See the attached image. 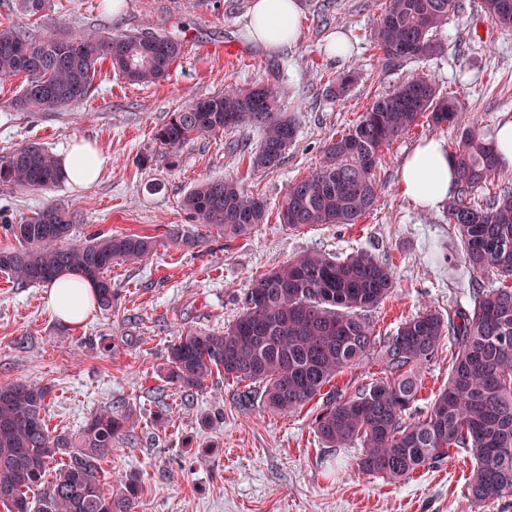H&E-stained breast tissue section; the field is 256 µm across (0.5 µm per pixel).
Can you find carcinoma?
I'll return each mask as SVG.
<instances>
[{"mask_svg":"<svg viewBox=\"0 0 512 512\" xmlns=\"http://www.w3.org/2000/svg\"><path fill=\"white\" fill-rule=\"evenodd\" d=\"M485 15L512 28V0H482ZM461 8V0H387L373 41L387 66L417 61L440 49L436 32ZM183 51L169 33L108 36L90 30L76 37L35 36L20 26L0 28V80L23 77L12 100L20 111L60 110L86 97L97 63L107 59L128 82L163 80ZM264 101L250 104L254 87L191 101L171 113L154 139L177 157L190 141L246 126L261 131L249 168L277 166L296 135L294 120L281 112L275 86H262ZM435 125L462 127L452 151L456 191L447 203L448 223L461 240L463 262L475 274L470 305L448 317L427 309L405 320L381 341L367 312L394 290L389 264L367 251L344 258L312 251L253 280L242 311L223 331H188L170 346L167 378L184 391L215 374L259 383L262 406L293 413L339 373L377 354L386 376L347 397L323 395L313 419L326 448L360 445L356 466L366 474L408 479L421 467L470 453L475 465L469 493L477 502L512 494V284L487 288L484 275L512 279V187L484 203L475 192L495 181L501 165L492 142L469 125L455 99L438 95L425 74L412 76L372 102L358 123L324 146L322 166L288 185L277 205L279 222L291 230L322 224H355L378 201L374 169L382 150L423 116ZM58 159L39 143L0 156V183L48 190L61 179ZM184 209L208 230L234 239L264 222L267 202L235 178L202 181L184 198ZM77 212L47 206L21 224H7L18 242L0 249V271L24 284L49 283L77 274L95 290L97 305L112 309L107 272L119 262L144 259L157 240L138 234L94 233L70 240ZM454 348L448 383L427 412H411L422 388L418 367L430 361L443 340ZM49 387L23 378L0 382V506L6 512H136L140 476H125L117 493L105 488L102 469L117 439L130 436V414L97 410L77 435L52 432L44 418ZM59 464L52 469L53 464ZM43 487L37 506L28 491Z\"/></svg>","mask_w":512,"mask_h":512,"instance_id":"obj_1","label":"carcinoma"}]
</instances>
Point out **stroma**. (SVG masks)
<instances>
[{"instance_id":"stroma-1","label":"stroma","mask_w":512,"mask_h":512,"mask_svg":"<svg viewBox=\"0 0 512 512\" xmlns=\"http://www.w3.org/2000/svg\"><path fill=\"white\" fill-rule=\"evenodd\" d=\"M251 2L123 0L116 12L110 0H45L33 14L23 0H0V27L21 24L59 37L89 27L111 34L149 28L184 43L169 77L150 86L129 84L101 60L87 97L56 112L10 108L22 80L0 82V155L30 142L56 154L82 138L107 158L85 189L0 184V248L17 245L2 224L21 223L51 203L78 210L74 239L99 231L157 239L149 258L113 266L111 311L94 310L78 324L63 322L46 304L44 285L21 286L0 273V381L21 377L49 386L45 419L54 431L79 430L103 406L132 412L134 436L119 440L103 469L112 487L139 472L138 512H512L511 496L471 498L474 462L457 450L406 481L362 473L358 446L319 443L312 419L322 398L279 415L246 400L245 381L217 374L190 396L168 382V349L178 336L224 330L255 277L307 251L343 257L364 249L392 267V294L367 314L383 340L422 309L445 314L467 304L472 273L444 208H419L400 186L405 154L431 137L454 147L457 128L423 119L384 150L374 170L378 202L359 223L292 231L275 208L292 181L322 165L326 141L415 74L431 75L441 94L457 97L485 137H493L503 113L512 114V28L488 20L481 0H463L462 11L438 31L441 51L396 68L385 67L371 39L385 0H300L298 42L270 52L245 37ZM339 36L348 56L331 50ZM349 71L358 81L346 97H334V79ZM271 82L281 110L297 123V137L274 169L251 170L239 154L241 144L257 150L253 128L199 138L175 161L156 143V129L190 99L223 93L231 83ZM224 177L242 180L268 203L264 224L249 236L204 233L182 208L196 183ZM450 359L443 344L423 363L417 414L447 384Z\"/></svg>"}]
</instances>
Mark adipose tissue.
<instances>
[{
	"label": "adipose tissue",
	"instance_id": "ef3b65f1",
	"mask_svg": "<svg viewBox=\"0 0 512 512\" xmlns=\"http://www.w3.org/2000/svg\"><path fill=\"white\" fill-rule=\"evenodd\" d=\"M298 0H253L247 28L251 41L267 49L296 42L301 29ZM67 184L85 187L98 177L105 156L87 143L70 142L61 152ZM455 163L443 139L419 143L401 166V187L417 206L436 209L447 203L454 190ZM94 292L77 275H64L48 285L45 300L64 320L80 322L93 304Z\"/></svg>",
	"mask_w": 512,
	"mask_h": 512
}]
</instances>
